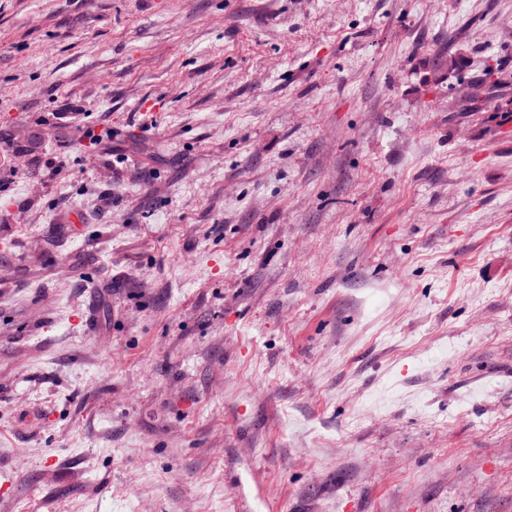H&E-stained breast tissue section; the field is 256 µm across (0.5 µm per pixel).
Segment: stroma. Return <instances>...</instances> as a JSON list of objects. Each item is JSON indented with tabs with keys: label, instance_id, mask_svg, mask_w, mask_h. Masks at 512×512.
I'll use <instances>...</instances> for the list:
<instances>
[{
	"label": "stroma",
	"instance_id": "1",
	"mask_svg": "<svg viewBox=\"0 0 512 512\" xmlns=\"http://www.w3.org/2000/svg\"><path fill=\"white\" fill-rule=\"evenodd\" d=\"M3 477L512 512V0H0Z\"/></svg>",
	"mask_w": 512,
	"mask_h": 512
}]
</instances>
